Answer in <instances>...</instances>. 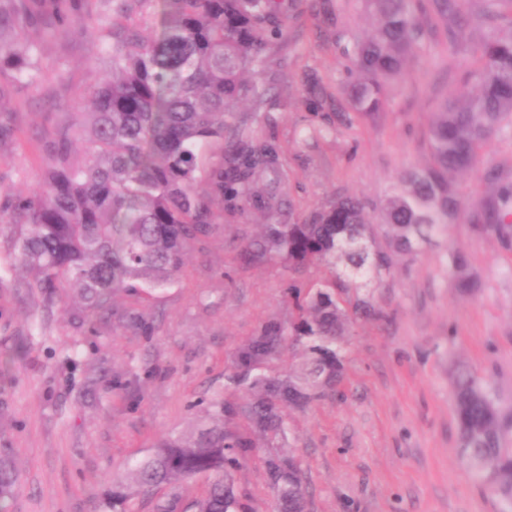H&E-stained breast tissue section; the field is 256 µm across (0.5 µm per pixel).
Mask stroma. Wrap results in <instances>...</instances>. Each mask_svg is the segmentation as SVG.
<instances>
[{
  "label": "stroma",
  "mask_w": 512,
  "mask_h": 512,
  "mask_svg": "<svg viewBox=\"0 0 512 512\" xmlns=\"http://www.w3.org/2000/svg\"><path fill=\"white\" fill-rule=\"evenodd\" d=\"M334 18L299 6L286 34L268 49L266 101L251 127L264 138L263 113L279 118L277 141L290 181L282 194L296 213L348 194L368 206L373 224L392 183L424 163L425 130L436 93L454 82L468 54L431 45L389 96L381 116L309 139L316 112L347 106L344 49L367 27L363 0H332ZM36 68L0 70V207L36 189L46 146L111 73L112 5L87 0L66 31L25 29ZM259 214L214 225L188 250L177 283L151 302L118 295L88 313L74 291L49 298L28 288L14 259L12 226L0 227V453L17 482L10 512H112L115 478L165 435L205 420L224 397L234 349L290 310L281 267L243 266L237 257ZM462 249L481 290L456 291L448 254ZM379 321H358L345 379L332 394L291 415L296 451L313 491L312 512H499L500 500L464 469L452 403V375L466 366L489 379L512 407V247L468 225H451L424 253L396 262L383 285L369 286ZM206 478L134 495L129 512L186 506Z\"/></svg>",
  "instance_id": "stroma-1"
}]
</instances>
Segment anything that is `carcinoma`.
Instances as JSON below:
<instances>
[{
    "label": "carcinoma",
    "instance_id": "obj_1",
    "mask_svg": "<svg viewBox=\"0 0 512 512\" xmlns=\"http://www.w3.org/2000/svg\"><path fill=\"white\" fill-rule=\"evenodd\" d=\"M153 2L112 0V77L89 90L92 111L76 113L47 147L43 184L15 200V259L33 274L28 287L48 295L76 288L95 311L120 292L151 298L174 284L190 243L224 214L261 213L266 223L238 258L253 267L280 264L293 277L288 320L264 323L236 348L225 375L231 397L128 469L114 485L112 512H127L141 490L199 476L209 482L194 512H252L234 484L249 460L265 469L277 512H309L288 410L337 389L357 316L375 315L360 290L390 275L396 260L419 256L452 224L512 245V176L483 166L486 144L512 135V0H365L374 28L346 49L350 111L312 128L313 138L375 118L438 32L449 55L470 37L476 55L431 113L428 160L392 184L381 237L355 196L335 195L281 219L288 170L280 146L273 136L256 140L250 117L234 111L268 94L257 76L271 66L270 39L283 34L282 0H163L157 30L133 18ZM33 20L65 28L68 0H0V34L14 31L0 38V67L33 69L31 49L15 31ZM478 173L489 191L468 199L461 183ZM202 176L205 192L197 189ZM450 267L455 288L473 294L468 256L452 252ZM285 351L288 369L273 370ZM452 394L462 464L499 497L500 512H512V411L465 367ZM15 481L11 458L0 455V512H8Z\"/></svg>",
    "mask_w": 512,
    "mask_h": 512
}]
</instances>
